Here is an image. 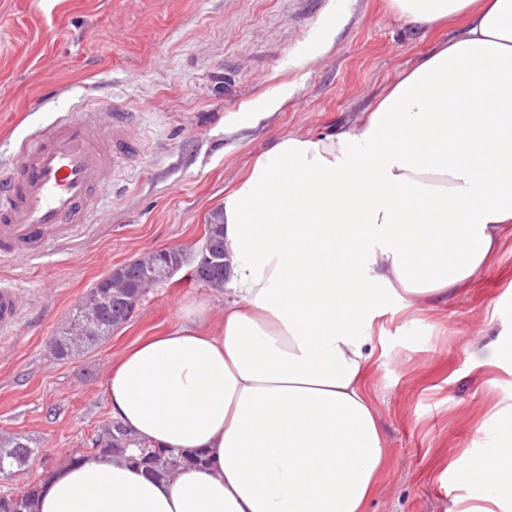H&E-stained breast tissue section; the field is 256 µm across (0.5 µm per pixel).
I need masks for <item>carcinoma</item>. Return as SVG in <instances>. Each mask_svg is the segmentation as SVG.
<instances>
[{
  "mask_svg": "<svg viewBox=\"0 0 512 512\" xmlns=\"http://www.w3.org/2000/svg\"><path fill=\"white\" fill-rule=\"evenodd\" d=\"M207 239L211 246L224 250V235L219 215H214L207 225ZM160 252L153 251L139 258L131 265H125L111 273L94 286L83 300L69 314L66 322L50 342L52 356L58 360H68L81 353L88 352L112 335L117 323H125L130 316L125 314L127 301L144 299L153 283L146 279V273L159 274L162 270ZM86 308L96 310V317L86 325H80V314ZM83 327V339L72 342L74 330ZM134 439L126 429L114 422L95 440L94 446L99 454L126 458L125 449ZM36 454L28 440L22 436L0 438V477L8 479L13 468H24L31 464ZM185 462V456L172 450H142L137 463L153 477L170 476ZM39 487L29 484L18 491H7L0 496V512H34Z\"/></svg>",
  "mask_w": 512,
  "mask_h": 512,
  "instance_id": "obj_1",
  "label": "carcinoma"
}]
</instances>
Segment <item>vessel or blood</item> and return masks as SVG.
Segmentation results:
<instances>
[{
	"mask_svg": "<svg viewBox=\"0 0 512 512\" xmlns=\"http://www.w3.org/2000/svg\"><path fill=\"white\" fill-rule=\"evenodd\" d=\"M132 124V112L99 105L57 117L23 144L17 161L0 170L1 259L40 258L80 225L106 221L100 202L126 158ZM21 315L18 288L0 283V334L13 333Z\"/></svg>",
	"mask_w": 512,
	"mask_h": 512,
	"instance_id": "b4317fda",
	"label": "vessel or blood"
}]
</instances>
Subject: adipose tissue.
<instances>
[{
	"mask_svg": "<svg viewBox=\"0 0 512 512\" xmlns=\"http://www.w3.org/2000/svg\"><path fill=\"white\" fill-rule=\"evenodd\" d=\"M427 29L464 21L354 128L287 136L224 197V316L188 305L107 377L141 446L199 452L167 479L88 454L41 482L36 512H367L386 465L365 326L447 297L512 224V0H386ZM488 501L512 462H449Z\"/></svg>",
	"mask_w": 512,
	"mask_h": 512,
	"instance_id": "1",
	"label": "adipose tissue"
}]
</instances>
